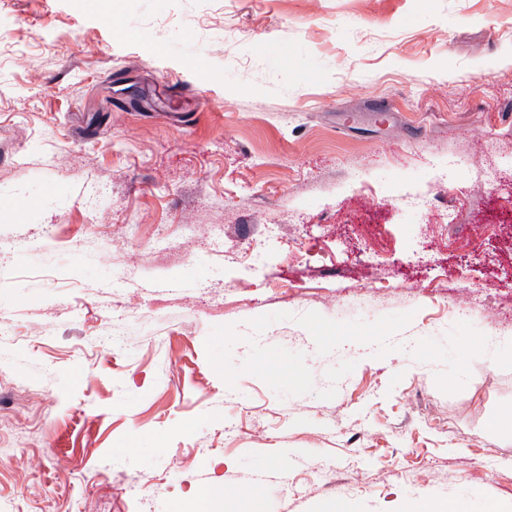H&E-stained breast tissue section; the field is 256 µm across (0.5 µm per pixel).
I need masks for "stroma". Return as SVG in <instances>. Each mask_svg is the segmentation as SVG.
Instances as JSON below:
<instances>
[{
  "mask_svg": "<svg viewBox=\"0 0 512 512\" xmlns=\"http://www.w3.org/2000/svg\"><path fill=\"white\" fill-rule=\"evenodd\" d=\"M0 237V512H512V0H0Z\"/></svg>",
  "mask_w": 512,
  "mask_h": 512,
  "instance_id": "stroma-1",
  "label": "stroma"
}]
</instances>
